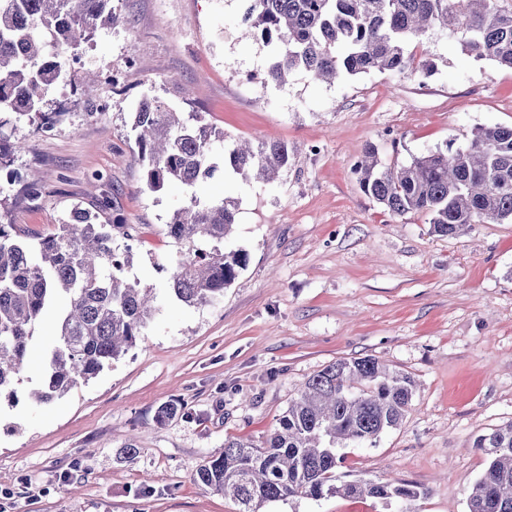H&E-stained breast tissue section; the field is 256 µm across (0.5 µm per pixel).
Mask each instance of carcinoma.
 <instances>
[{"instance_id":"carcinoma-1","label":"carcinoma","mask_w":512,"mask_h":512,"mask_svg":"<svg viewBox=\"0 0 512 512\" xmlns=\"http://www.w3.org/2000/svg\"><path fill=\"white\" fill-rule=\"evenodd\" d=\"M113 0H0V116L41 117L72 52L97 31L116 25ZM500 0H248L243 23L270 53L266 85L283 86L301 71L333 82L373 71L401 74L413 63L406 44L430 30L451 31L475 59L512 70V9ZM136 160L145 190L170 185L191 191L176 208L167 237L180 246L164 296L130 277L137 224H96L76 210L50 236L25 240L0 224V398L18 401L16 384L27 364L36 325L51 317L54 337L45 351L41 389L49 403L96 377L143 338L170 299L214 305L245 270L249 254L229 250L237 201L203 200L197 186L232 174L270 181L288 169V144L256 139L237 143L199 112H177L145 92L130 113ZM360 187L393 216L422 213L435 233L454 236L471 224L512 222V126L476 128L462 145L449 142L408 165L386 166L370 146L354 166ZM416 383L408 372L373 357L338 359L310 377L257 448L241 439L202 462L194 479L231 496L236 512L264 504L327 495L399 502L414 512L419 486L342 481L336 474L347 444H373L398 426ZM486 460L468 500V512H512V422L479 435Z\"/></svg>"}]
</instances>
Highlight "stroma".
Returning <instances> with one entry per match:
<instances>
[{
    "instance_id": "stroma-1",
    "label": "stroma",
    "mask_w": 512,
    "mask_h": 512,
    "mask_svg": "<svg viewBox=\"0 0 512 512\" xmlns=\"http://www.w3.org/2000/svg\"><path fill=\"white\" fill-rule=\"evenodd\" d=\"M120 16L83 44L47 97L52 132L12 118L10 163L42 184L0 182V224L46 236L90 209L102 179L104 224H137L133 273L164 288L180 248L164 233L185 195L143 188L128 124L155 93L235 139L295 147L273 182L217 179L204 198L239 201L232 234L247 268L220 304L169 305L125 357L48 404L42 379L53 325L34 331L19 400L0 406V512H235L193 474L228 438L262 446L301 384L340 358L372 356L414 377L411 405L375 445L343 448L342 480L422 487L415 512H468L484 467L473 443L512 421V223L454 237L421 213L391 216L353 172L367 145L405 164L478 126H512V71L476 60L444 32L409 47L416 67L317 83L301 72L255 81L269 51L244 37L241 0H113ZM183 413L159 419L160 407ZM137 438L139 453L123 452ZM264 512H396L370 497L267 503Z\"/></svg>"
}]
</instances>
